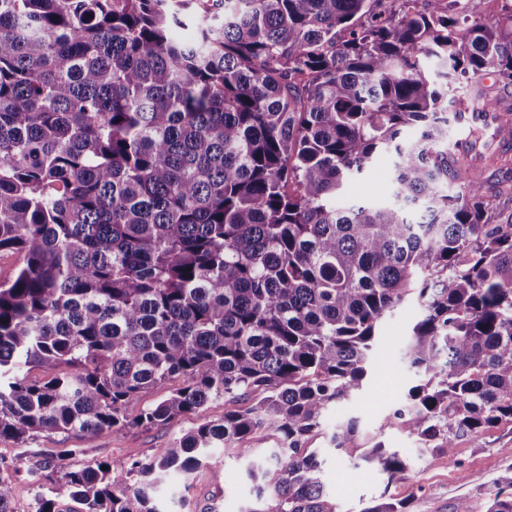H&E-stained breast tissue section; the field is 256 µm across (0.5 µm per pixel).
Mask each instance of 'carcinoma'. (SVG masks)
Masks as SVG:
<instances>
[{
    "label": "carcinoma",
    "mask_w": 512,
    "mask_h": 512,
    "mask_svg": "<svg viewBox=\"0 0 512 512\" xmlns=\"http://www.w3.org/2000/svg\"><path fill=\"white\" fill-rule=\"evenodd\" d=\"M398 2L0 0V254L20 258L0 281V438L25 455L230 404L151 460L45 459L37 479L81 512H162L165 477L265 430L247 475L275 505L245 512H338L307 442L410 296L424 379L402 430L451 457L512 424V157L445 145L450 84L512 86V5L471 23L463 0ZM472 93L511 134L512 104ZM385 152L393 201L336 206ZM363 458L408 471L380 441ZM490 501L512 512V492ZM182 386V380L179 378L169 381L163 388L149 389L139 395V397L129 404L125 415L128 419H133L139 413L142 407L161 401L172 390Z\"/></svg>",
    "instance_id": "cac0c4a2"
}]
</instances>
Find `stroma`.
<instances>
[{
	"instance_id": "35a3bbf8",
	"label": "stroma",
	"mask_w": 512,
	"mask_h": 512,
	"mask_svg": "<svg viewBox=\"0 0 512 512\" xmlns=\"http://www.w3.org/2000/svg\"><path fill=\"white\" fill-rule=\"evenodd\" d=\"M391 165L390 158L384 157L353 177L345 187L343 203L370 205L389 200ZM422 315L418 302L409 298L386 316L362 390L331 405L322 416L320 433L308 442L324 459L321 478L335 498L338 512H363L372 504L390 499L407 502L408 512H453L461 499L469 502L471 512H486L487 500L496 491L498 481L512 476V425L489 427L478 440L459 437L449 456L422 449L415 437L400 428L394 412L405 403L409 388L423 377L404 356L411 328ZM223 416L224 402L219 399L205 411L169 425L103 431L88 446L73 437L43 436L34 443L35 453L25 458L20 457L17 443L0 439V469H7L13 479L14 512H35L40 487L29 471L43 458L83 446L89 460H118L133 451L149 460L184 432ZM352 418L358 421L353 442L343 450L329 448L328 437ZM376 436L408 460L405 476L388 479L380 467L362 461L364 449ZM274 445L272 432L265 431L250 441L249 453L242 456L228 458L222 449H213L209 463L189 480L174 479L162 486L159 496L167 512H243L254 497L246 469Z\"/></svg>"
}]
</instances>
